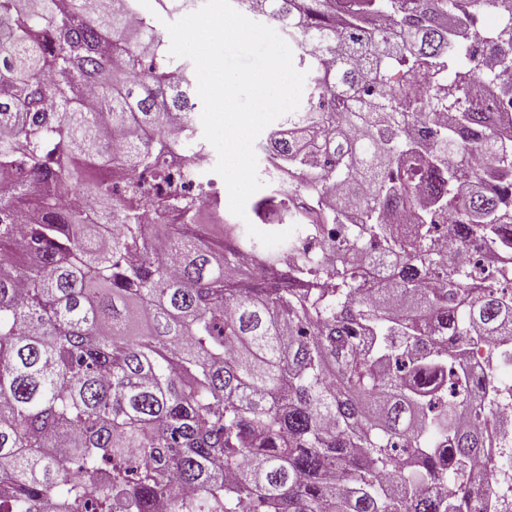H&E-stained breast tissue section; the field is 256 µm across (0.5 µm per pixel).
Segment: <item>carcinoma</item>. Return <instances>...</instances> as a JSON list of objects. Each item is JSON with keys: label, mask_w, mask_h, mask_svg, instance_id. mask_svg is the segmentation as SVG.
Returning a JSON list of instances; mask_svg holds the SVG:
<instances>
[{"label": "carcinoma", "mask_w": 512, "mask_h": 512, "mask_svg": "<svg viewBox=\"0 0 512 512\" xmlns=\"http://www.w3.org/2000/svg\"><path fill=\"white\" fill-rule=\"evenodd\" d=\"M233 2L320 38L261 146L255 216L300 228L277 248L190 222L191 171L164 158L206 152L195 76L139 0H0V512H488L512 113L464 98L494 81L476 48L512 66V0L493 33L459 28V0ZM396 76L431 83L425 127Z\"/></svg>", "instance_id": "carcinoma-1"}]
</instances>
